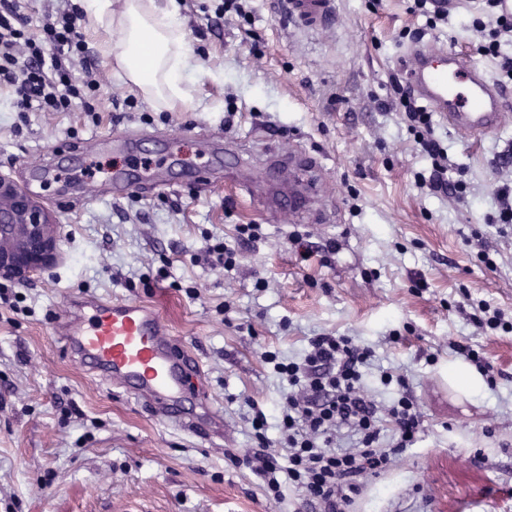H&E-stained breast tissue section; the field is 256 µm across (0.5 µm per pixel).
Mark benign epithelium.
Listing matches in <instances>:
<instances>
[{"instance_id": "benign-epithelium-1", "label": "benign epithelium", "mask_w": 512, "mask_h": 512, "mask_svg": "<svg viewBox=\"0 0 512 512\" xmlns=\"http://www.w3.org/2000/svg\"><path fill=\"white\" fill-rule=\"evenodd\" d=\"M59 259L57 224L47 207L0 176V279L24 283Z\"/></svg>"}]
</instances>
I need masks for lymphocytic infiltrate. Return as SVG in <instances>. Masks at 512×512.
Listing matches in <instances>:
<instances>
[{
  "label": "lymphocytic infiltrate",
  "mask_w": 512,
  "mask_h": 512,
  "mask_svg": "<svg viewBox=\"0 0 512 512\" xmlns=\"http://www.w3.org/2000/svg\"><path fill=\"white\" fill-rule=\"evenodd\" d=\"M81 17L78 8L57 9L34 33L23 0H0V87L8 88L20 120L32 112H68L86 105L88 93L97 89L93 69L83 61ZM469 23L481 37L479 51L495 60L499 82L511 85L512 55L502 46L512 42V12L503 0H480ZM78 67L83 77L75 76ZM392 85L408 129L430 163L428 173L416 174L417 185L467 200L471 186L450 178L454 166L435 134L432 112L400 80ZM262 357L284 386L277 409L280 438L270 441L266 412L250 402L256 449L247 467L270 499L283 500L285 487L291 486L315 512H350L363 479L387 471L419 439L423 419L409 383L391 369L375 368L374 349L349 336L312 337L296 359L271 351ZM372 368L390 392L387 402H379L369 387Z\"/></svg>",
  "instance_id": "f902f5d3"
}]
</instances>
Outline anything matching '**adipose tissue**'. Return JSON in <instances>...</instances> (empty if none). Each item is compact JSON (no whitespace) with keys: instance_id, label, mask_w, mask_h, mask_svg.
Segmentation results:
<instances>
[{"instance_id":"obj_1","label":"adipose tissue","mask_w":512,"mask_h":512,"mask_svg":"<svg viewBox=\"0 0 512 512\" xmlns=\"http://www.w3.org/2000/svg\"><path fill=\"white\" fill-rule=\"evenodd\" d=\"M87 17L117 31L114 67L159 107L192 109L196 86L177 0H80Z\"/></svg>"}]
</instances>
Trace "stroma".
<instances>
[{
    "label": "stroma",
    "mask_w": 512,
    "mask_h": 512,
    "mask_svg": "<svg viewBox=\"0 0 512 512\" xmlns=\"http://www.w3.org/2000/svg\"><path fill=\"white\" fill-rule=\"evenodd\" d=\"M178 2L193 110L131 91L104 49L109 34L86 18V51L104 76L100 124L77 110L24 124L0 105V174L52 211L63 253L25 284L0 279V512H307L298 490L275 502L237 461L255 446L246 399L269 411L278 436L283 385L262 352L294 358L318 334L373 347L408 378L423 416L417 447L364 479L353 512H512V333L478 327L467 306L483 299L512 319V235L487 221L497 186L512 181L493 164L512 146V119L474 139L437 119L477 200L430 194L415 183L428 163L392 104L411 47L399 34L425 23L413 0L373 10L335 0L333 24L316 31L289 25L275 0H252L251 18L218 25L220 0ZM468 6L454 0L448 28L423 44L495 76L461 25ZM128 134L136 153L91 142ZM270 145L317 166L270 178ZM115 168L151 178L120 198ZM240 224L261 225L262 238L231 272L211 266L208 239L234 240ZM294 232L310 242L309 259ZM485 249L499 250L497 271L481 262ZM94 299L159 310L202 368L182 402L196 425L161 419L74 354L57 320ZM456 342L482 352L493 379L459 383Z\"/></svg>",
    "instance_id": "1"
}]
</instances>
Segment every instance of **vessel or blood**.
<instances>
[{
    "label": "vessel or blood",
    "mask_w": 512,
    "mask_h": 512,
    "mask_svg": "<svg viewBox=\"0 0 512 512\" xmlns=\"http://www.w3.org/2000/svg\"><path fill=\"white\" fill-rule=\"evenodd\" d=\"M289 19L305 29L334 18L333 0H282ZM406 74L412 88L450 128L468 136L495 132L507 109L499 89L465 55L409 50ZM91 314L68 319V334L84 359L114 382L146 396L157 415L174 419L178 394L189 375L200 374L196 360L178 347L159 314L128 300L91 301Z\"/></svg>",
    "instance_id": "obj_1"
}]
</instances>
